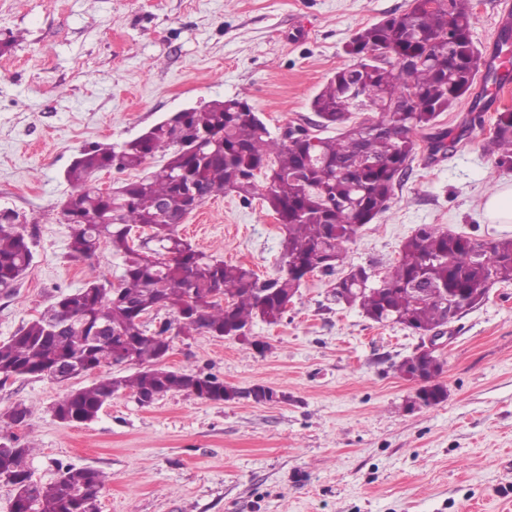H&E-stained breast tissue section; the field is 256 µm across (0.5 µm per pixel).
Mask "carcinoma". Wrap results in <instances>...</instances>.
Wrapping results in <instances>:
<instances>
[{
  "mask_svg": "<svg viewBox=\"0 0 512 512\" xmlns=\"http://www.w3.org/2000/svg\"><path fill=\"white\" fill-rule=\"evenodd\" d=\"M473 24L469 0H411L403 13L358 31L352 38L356 49L348 52L353 64L338 69L311 101L319 126L339 130L335 137L299 127L286 139L276 138L247 101L236 97L211 100L154 125L144 137L81 149L67 171L72 203L61 211L70 229V257L90 259L101 242L109 243L124 262L120 300L112 299L108 279L58 295L44 316L0 341V377L48 380L59 364L92 373L122 357L138 367L129 376L108 374L68 391L53 408L62 423L94 420L120 391L232 400L219 378L192 377L162 362L170 327L152 330L142 314L170 311L184 336L204 331L232 337L257 318L279 323L306 274L319 268L334 272L345 263L346 244L389 209L415 153L411 134L434 128L442 113L471 92L481 69L484 81L499 86L512 78V72L500 74L485 63L476 47L469 56L457 55L456 46L473 44ZM409 89L414 99L404 107L398 99ZM359 112L380 117L372 126L351 122ZM458 141L443 129L434 135L431 151H449ZM158 152L170 157L149 175L108 195L92 186L96 173L135 170ZM489 152L496 167L512 169V111L498 113ZM195 189L201 191L200 206L235 192L245 201L259 196L279 214L285 238L275 277L261 282L252 269L208 256L178 234L176 227L193 211ZM144 227L159 248L136 247L135 233ZM34 260L19 213L0 209V293L12 294ZM368 277L366 267H350L334 286L336 304L357 306L379 324L432 331L447 316L439 297L421 292L462 295L512 281V239L484 244L426 224L402 244L382 285L365 286ZM102 327L110 337L90 341ZM417 369L423 385L413 404L444 401L446 389L436 382L439 359L421 367L409 359L396 365L402 375ZM30 415L23 402L0 412V479L13 487L11 512H97L104 483L99 470L61 465L54 482L33 480L32 449L19 445L13 432L15 422Z\"/></svg>",
  "mask_w": 512,
  "mask_h": 512,
  "instance_id": "cac0c4a2",
  "label": "carcinoma"
}]
</instances>
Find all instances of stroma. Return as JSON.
Segmentation results:
<instances>
[{
	"mask_svg": "<svg viewBox=\"0 0 512 512\" xmlns=\"http://www.w3.org/2000/svg\"><path fill=\"white\" fill-rule=\"evenodd\" d=\"M410 0H0V206L17 211L36 243L35 264L0 294V341L54 295L102 278L122 260L101 245L89 260L68 254L60 204L79 150L133 139L184 108L238 97L272 136L291 124L317 133L313 97L344 47ZM474 45L491 56L512 0H471ZM512 108V81L475 84L437 119L462 133L447 154L417 138L410 176L389 209L347 245L344 265L305 280L280 323L254 322L256 351L205 332L174 339L173 369L215 375L246 390L263 384L284 402H210L170 393L148 406L115 394L92 422L68 426L52 408L65 386L17 380L0 387V412L25 402L17 430L31 447L33 478L59 465L92 467L105 483L100 512H512V282L446 327L437 356L448 398L411 407L415 382L396 366L422 343L337 306L350 267L387 270L418 227L435 225L481 243L512 239L484 198L512 184L485 149L484 126ZM178 232L206 255L277 275L281 224L261 199L229 193L186 217Z\"/></svg>",
	"mask_w": 512,
	"mask_h": 512,
	"instance_id": "35a3bbf8",
	"label": "stroma"
}]
</instances>
